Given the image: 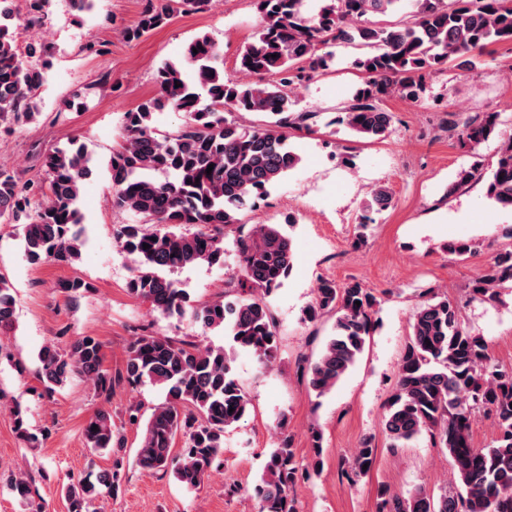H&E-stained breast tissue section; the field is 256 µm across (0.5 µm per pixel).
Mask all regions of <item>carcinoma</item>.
I'll list each match as a JSON object with an SVG mask.
<instances>
[{"label": "carcinoma", "instance_id": "cac0c4a2", "mask_svg": "<svg viewBox=\"0 0 512 512\" xmlns=\"http://www.w3.org/2000/svg\"><path fill=\"white\" fill-rule=\"evenodd\" d=\"M14 2L0 0V128L36 118L34 95L48 65L41 44L31 43L20 53L15 28L20 21H42L52 0H27L23 18ZM210 2L172 0L160 9L149 3L124 36L139 40L165 25L171 14L201 12ZM254 4L259 30L238 55L239 71L252 80L224 78L222 49L210 37L199 36L189 43L183 61L166 62L157 70V96L123 113L112 149L113 205L138 217L135 224L115 228L118 244L135 263L129 292L163 316L188 313L205 331L223 329L228 342L226 347L203 345L142 334L128 345L127 382L135 387L148 382L165 393L146 420L136 464L151 472H170L188 489L202 484L223 453L224 435L249 410L250 399L235 376L230 354L250 352L264 366L277 360L279 334L269 297L291 275L293 241L272 224H254L238 237L239 292L232 299L193 305L171 273L224 264V229L239 223L241 212L268 197L299 165L288 130L314 132L310 121L318 113L294 111L292 85L330 69L336 63L335 48L359 49L352 66L362 81L342 116L328 125H343L360 139L381 140L394 123V114L382 107L386 99H416L427 77L450 66L469 72L488 46L512 43V0H318L317 8L308 0ZM407 7L410 20L399 27L368 20ZM165 110L183 113L185 121L176 134L160 138L152 120ZM231 112L262 113L268 122L247 127L228 118ZM502 124L500 112L445 121L448 133L471 150L498 140L490 172L483 171L479 159L461 167L448 194L483 179L486 197L512 209V135L499 132ZM43 168L46 180L40 183L24 182L0 167V224L22 225L29 263H69L79 253V199L93 173L92 158L83 144L72 140L50 150ZM392 200L387 187L379 185L365 211L383 212ZM145 243L149 248H143ZM444 249L464 259L476 253V246L464 240L450 241ZM508 281L511 248L494 256L470 288L469 298L493 303ZM420 298L383 428L391 448L428 435L447 452L458 484L436 494L419 488L401 495L382 487L377 512H512V369L491 360L486 340L463 325L458 306L447 296L427 289ZM377 305L373 291L359 281L319 279L303 320L313 323L331 314L335 322L334 333L307 368L308 386L316 396L334 389L356 364L377 325ZM15 307L12 289L0 275V333L12 328ZM38 359V376L49 392L75 374L100 395L112 392V375L102 369L101 343L93 336H81L66 349L46 346ZM481 411L494 417L497 428L487 448L471 443L472 417ZM179 434L186 443L175 456L172 446ZM85 439L95 451L112 452L124 444L104 409L86 425ZM311 441L314 461L307 466L298 462L287 437L270 450L253 487L260 512H297L295 486L322 464L321 433L312 432ZM376 454L372 442L363 441L349 462L351 474H367ZM118 488L116 469L69 484L67 512H90L97 497Z\"/></svg>", "mask_w": 512, "mask_h": 512}]
</instances>
